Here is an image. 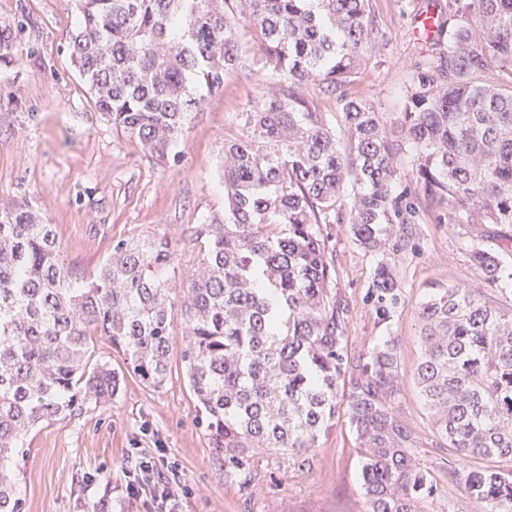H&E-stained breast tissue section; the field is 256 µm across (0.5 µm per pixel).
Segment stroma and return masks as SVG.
Masks as SVG:
<instances>
[{
	"label": "stroma",
	"mask_w": 512,
	"mask_h": 512,
	"mask_svg": "<svg viewBox=\"0 0 512 512\" xmlns=\"http://www.w3.org/2000/svg\"><path fill=\"white\" fill-rule=\"evenodd\" d=\"M453 0H371L379 41L344 92L368 99L383 121L396 125L407 87L438 42L418 40L426 14L447 21ZM73 0H0V32L9 49L0 59V204L30 200L52 224L60 250L78 275L95 272L113 245L134 236L181 240L187 227L224 211L221 179L224 141L239 114L272 75L242 70L208 94L175 151L159 163L133 139L113 129L90 100L68 48L78 25ZM397 190L417 207L396 259L401 304L382 322L369 296L377 256L365 252L344 224L327 225L336 268V291L349 306L348 350L365 358L381 337L401 348L397 410L417 437L416 454L440 475L435 494L417 512H483L480 503L447 477L455 457L440 447L415 384L421 356L417 312L437 283L463 284L486 304L512 311V296L485 286L467 242L472 228L449 223L446 204L428 198L412 153L397 157ZM182 336L174 334L172 367L162 387L128 373L122 351L96 337L93 360L124 378L110 404L75 419L33 427L16 461L23 512H87L102 501L108 512H165L150 495H129L131 456L151 454L169 465L189 493L182 512H369L361 487V452L346 414L320 439L309 469L258 465L250 486L225 477L224 456L198 429L197 404L184 377Z\"/></svg>",
	"instance_id": "35a3bbf8"
}]
</instances>
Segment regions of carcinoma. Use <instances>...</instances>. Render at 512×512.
<instances>
[{"label": "carcinoma", "mask_w": 512, "mask_h": 512, "mask_svg": "<svg viewBox=\"0 0 512 512\" xmlns=\"http://www.w3.org/2000/svg\"><path fill=\"white\" fill-rule=\"evenodd\" d=\"M370 0H78L71 57L96 109L167 162L191 115L243 67L272 71L224 140V214L193 268L165 236L119 240L90 276L66 266L52 225L27 199L0 205V512H22L12 465L41 423L106 406L121 378L92 363L105 336L128 367L159 388L175 323L197 427L224 454V474L254 481L255 462L300 469L346 405L363 458L370 512H416L436 471L414 454L395 404L400 349L378 340L348 356V305L333 289L325 224H347L380 256L373 295L387 318L400 301L395 256L415 213L395 193L397 155L409 148L417 180L448 203V223L512 228V89L481 81L512 71V0H466L448 43L407 88L400 138L365 99L341 100V129L291 88L334 91L377 46ZM342 132V149L336 132ZM350 196L342 210L338 202ZM484 283L512 294V268L471 239ZM415 383L437 438L456 453L451 480L485 512H512V313L470 288L439 284L418 309Z\"/></svg>", "instance_id": "1"}]
</instances>
